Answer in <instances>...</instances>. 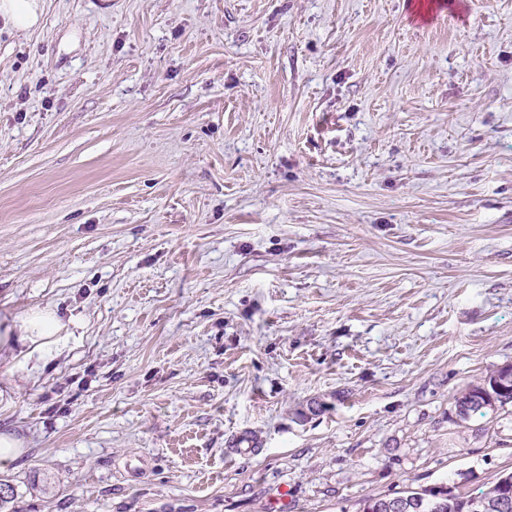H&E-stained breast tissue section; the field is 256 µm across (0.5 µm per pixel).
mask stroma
<instances>
[{
	"instance_id": "1",
	"label": "stroma",
	"mask_w": 512,
	"mask_h": 512,
	"mask_svg": "<svg viewBox=\"0 0 512 512\" xmlns=\"http://www.w3.org/2000/svg\"><path fill=\"white\" fill-rule=\"evenodd\" d=\"M0 17L12 512H360L512 472V0ZM253 451L236 446L238 436ZM11 325L5 328L0 336V351L11 349L15 339L19 342L44 347L67 328L56 313L50 308L32 310L29 313L14 318ZM16 333L17 335H13ZM511 378L510 388L503 389L500 384L506 378ZM512 403V366L500 368L488 376L483 382L470 384L455 397V408L472 405L468 412L456 413L457 423H465L473 412H496L498 408Z\"/></svg>"
}]
</instances>
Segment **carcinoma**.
<instances>
[{"label":"carcinoma","mask_w":512,"mask_h":512,"mask_svg":"<svg viewBox=\"0 0 512 512\" xmlns=\"http://www.w3.org/2000/svg\"><path fill=\"white\" fill-rule=\"evenodd\" d=\"M512 378V366H505L477 384H471L455 397V406H469L457 413V422L464 423L471 413L480 410L495 412L512 403V387L503 389L500 384ZM512 489V475H506L478 495L447 489L425 488L407 491L402 497L415 502L414 512H498L500 496Z\"/></svg>","instance_id":"cac0c4a2"}]
</instances>
